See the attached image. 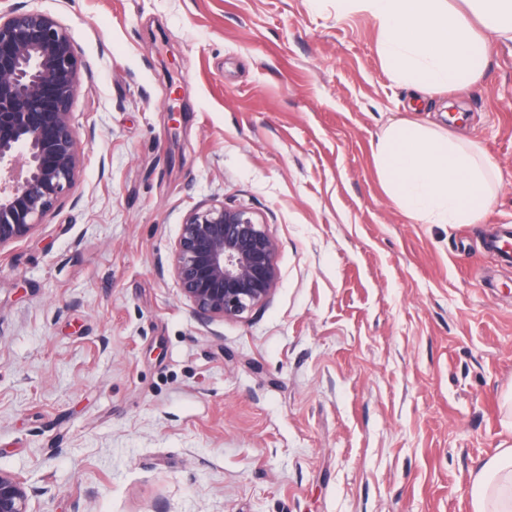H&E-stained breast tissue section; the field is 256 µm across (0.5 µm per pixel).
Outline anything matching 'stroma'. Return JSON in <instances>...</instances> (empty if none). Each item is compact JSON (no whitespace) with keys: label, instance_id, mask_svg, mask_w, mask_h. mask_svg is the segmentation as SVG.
<instances>
[{"label":"stroma","instance_id":"35a3bbf8","mask_svg":"<svg viewBox=\"0 0 512 512\" xmlns=\"http://www.w3.org/2000/svg\"><path fill=\"white\" fill-rule=\"evenodd\" d=\"M86 67L64 202L0 248V470L33 512H474L512 446V41L416 100L334 0H0ZM463 106L449 122L442 105ZM395 119L479 144L478 224H418L373 145ZM211 202L266 223L270 299L199 321L171 268Z\"/></svg>","mask_w":512,"mask_h":512}]
</instances>
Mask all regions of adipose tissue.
Here are the masks:
<instances>
[{
  "label": "adipose tissue",
  "mask_w": 512,
  "mask_h": 512,
  "mask_svg": "<svg viewBox=\"0 0 512 512\" xmlns=\"http://www.w3.org/2000/svg\"><path fill=\"white\" fill-rule=\"evenodd\" d=\"M336 9L369 11L393 78L420 97L483 79L490 37L512 40V0H467L478 26L448 10V0H335ZM375 162L387 194L421 224H477L492 204V162L466 140L413 121L391 123ZM475 512H512V448L484 461L471 485Z\"/></svg>",
  "instance_id": "ef3b65f1"
}]
</instances>
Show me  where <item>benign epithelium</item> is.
I'll list each match as a JSON object with an SVG mask.
<instances>
[{
	"mask_svg": "<svg viewBox=\"0 0 512 512\" xmlns=\"http://www.w3.org/2000/svg\"><path fill=\"white\" fill-rule=\"evenodd\" d=\"M84 67L57 18L38 9L0 11V248L43 223L76 180L72 112ZM276 252L266 224L249 209L203 204L181 224L173 274L200 319L239 316L270 298ZM36 495L0 470V512H33Z\"/></svg>",
	"mask_w": 512,
	"mask_h": 512,
	"instance_id": "benign-epithelium-1",
	"label": "benign epithelium"
}]
</instances>
